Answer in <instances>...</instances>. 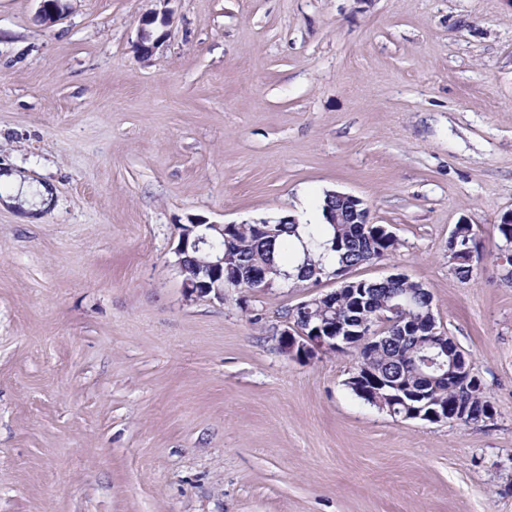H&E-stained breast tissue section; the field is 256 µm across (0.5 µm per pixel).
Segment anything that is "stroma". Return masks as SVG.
Instances as JSON below:
<instances>
[{
    "label": "stroma",
    "instance_id": "1",
    "mask_svg": "<svg viewBox=\"0 0 512 512\" xmlns=\"http://www.w3.org/2000/svg\"><path fill=\"white\" fill-rule=\"evenodd\" d=\"M38 10L0 0V172L54 193L33 224L0 207V512H512V0ZM329 191L399 238L356 278L430 291L493 421L395 419L354 353H280L332 283L185 300L179 225L302 223ZM457 249L467 254L461 256L464 260L460 262H457L461 259L455 254L452 259L455 263L451 264V268L458 279L468 281L471 279L474 271L473 262L469 259L472 257V253H477V243L474 233L457 235Z\"/></svg>",
    "mask_w": 512,
    "mask_h": 512
}]
</instances>
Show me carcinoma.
Listing matches in <instances>:
<instances>
[{"instance_id": "1", "label": "carcinoma", "mask_w": 512, "mask_h": 512, "mask_svg": "<svg viewBox=\"0 0 512 512\" xmlns=\"http://www.w3.org/2000/svg\"><path fill=\"white\" fill-rule=\"evenodd\" d=\"M324 224H298L289 217L280 224H239L227 228L224 235L234 239L233 252L224 264V287L234 290L253 291L261 288L252 273L266 268L278 285L296 287L312 282L320 274L344 279L346 290L336 299V307L322 301L311 310L338 321L360 324V320L394 301L406 303L402 313L405 323L416 325L426 314L431 299L420 290L422 284L406 275H396L379 281L353 279V269L381 261L394 252L399 240L385 231L383 224H344L343 210L332 194L324 195L321 205ZM336 212L337 223L329 224V213ZM464 252L463 260L451 264L458 279L468 281L474 271L472 254L477 252L474 234L459 235L448 240V248ZM352 349L358 353V362L347 387L364 402L390 413L396 418H407L408 410L402 402H393L388 392L373 394L363 392L356 376L366 379L401 382L410 389L422 390L434 405L462 402L461 411L469 414L494 408L484 392L481 379L475 375L455 390V383L441 377V372L428 371L429 377L415 374L414 360L425 354H440V360H448L442 348L429 343L423 336L408 332L404 335L381 337V341L367 340L360 336Z\"/></svg>"}]
</instances>
